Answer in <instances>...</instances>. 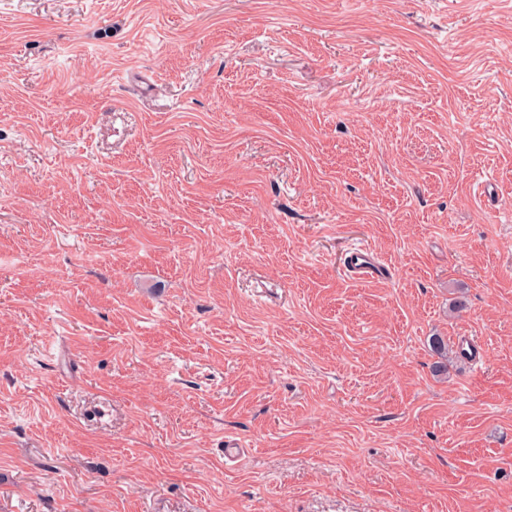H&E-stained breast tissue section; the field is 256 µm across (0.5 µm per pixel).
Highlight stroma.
I'll use <instances>...</instances> for the list:
<instances>
[{
	"label": "stroma",
	"instance_id": "35a3bbf8",
	"mask_svg": "<svg viewBox=\"0 0 512 512\" xmlns=\"http://www.w3.org/2000/svg\"><path fill=\"white\" fill-rule=\"evenodd\" d=\"M0 512H512V0H0ZM345 269L357 279H375L385 272L375 256L363 249L351 253L345 263Z\"/></svg>",
	"mask_w": 512,
	"mask_h": 512
}]
</instances>
